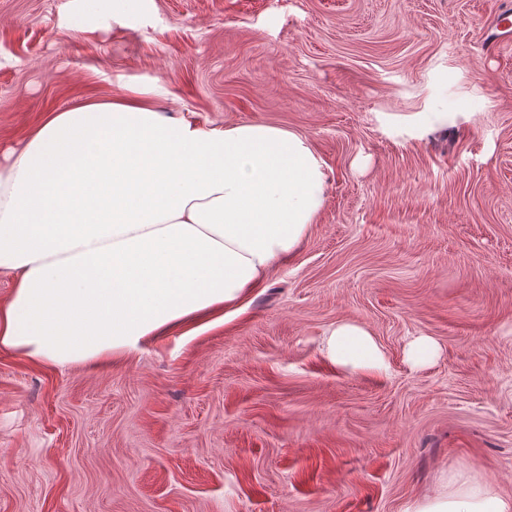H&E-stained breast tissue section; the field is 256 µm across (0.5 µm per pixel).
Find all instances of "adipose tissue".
Returning a JSON list of instances; mask_svg holds the SVG:
<instances>
[{
	"mask_svg": "<svg viewBox=\"0 0 512 512\" xmlns=\"http://www.w3.org/2000/svg\"><path fill=\"white\" fill-rule=\"evenodd\" d=\"M137 101L49 113L0 163V349L51 365L132 354L191 316L238 301L290 256L324 205L305 137L276 126L206 128ZM350 371L383 368L371 332L331 329ZM407 512H512L492 487L452 477Z\"/></svg>",
	"mask_w": 512,
	"mask_h": 512,
	"instance_id": "obj_1",
	"label": "adipose tissue"
}]
</instances>
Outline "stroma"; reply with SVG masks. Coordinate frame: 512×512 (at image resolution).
Segmentation results:
<instances>
[{
	"instance_id": "obj_1",
	"label": "stroma",
	"mask_w": 512,
	"mask_h": 512,
	"mask_svg": "<svg viewBox=\"0 0 512 512\" xmlns=\"http://www.w3.org/2000/svg\"><path fill=\"white\" fill-rule=\"evenodd\" d=\"M67 2L0 0V150L130 97L121 74L173 117L303 135L327 191L191 338L98 366L0 350V512H405L452 474L512 498V37L483 46L512 0H154L92 33ZM342 321L385 370L327 360ZM416 336L441 348L422 368Z\"/></svg>"
}]
</instances>
